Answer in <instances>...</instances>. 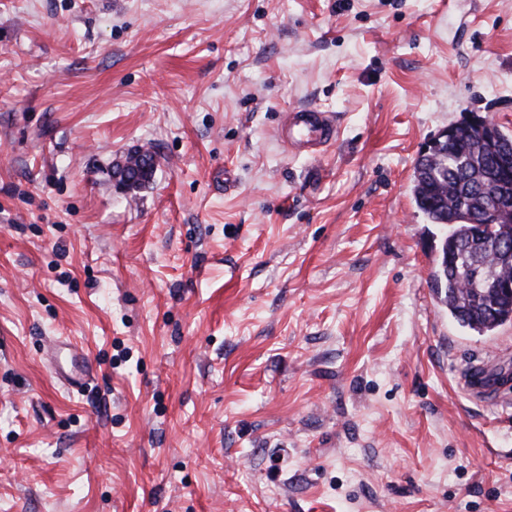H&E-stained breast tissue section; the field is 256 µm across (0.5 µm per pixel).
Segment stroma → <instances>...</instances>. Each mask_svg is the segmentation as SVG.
Segmentation results:
<instances>
[{
    "mask_svg": "<svg viewBox=\"0 0 512 512\" xmlns=\"http://www.w3.org/2000/svg\"><path fill=\"white\" fill-rule=\"evenodd\" d=\"M474 113L512 0H0V512H512V324L450 316L411 193ZM337 133L335 116L312 108L290 112L280 129L281 139L292 153H319L335 140Z\"/></svg>",
    "mask_w": 512,
    "mask_h": 512,
    "instance_id": "obj_1",
    "label": "stroma"
}]
</instances>
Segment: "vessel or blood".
<instances>
[{
    "label": "vessel or blood",
    "instance_id": "b4317fda",
    "mask_svg": "<svg viewBox=\"0 0 512 512\" xmlns=\"http://www.w3.org/2000/svg\"><path fill=\"white\" fill-rule=\"evenodd\" d=\"M338 124L334 115L312 108L287 115L280 136L290 152L319 153L336 138Z\"/></svg>",
    "mask_w": 512,
    "mask_h": 512
}]
</instances>
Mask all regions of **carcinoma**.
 <instances>
[{
    "instance_id": "carcinoma-1",
    "label": "carcinoma",
    "mask_w": 512,
    "mask_h": 512,
    "mask_svg": "<svg viewBox=\"0 0 512 512\" xmlns=\"http://www.w3.org/2000/svg\"><path fill=\"white\" fill-rule=\"evenodd\" d=\"M442 164L425 169L421 161L414 165L412 195L428 223L443 229L440 259L433 272L435 288L440 290L448 313L458 324L481 336L493 333L503 318L512 316V295L497 297L496 308L467 307L456 297L463 285L483 286V275H475L472 266L487 263L484 275L495 273L492 257L512 250V224L496 226L476 238V224L492 207V200L482 195L480 180L494 173L492 151L478 132L463 122L456 138L442 147Z\"/></svg>"
}]
</instances>
